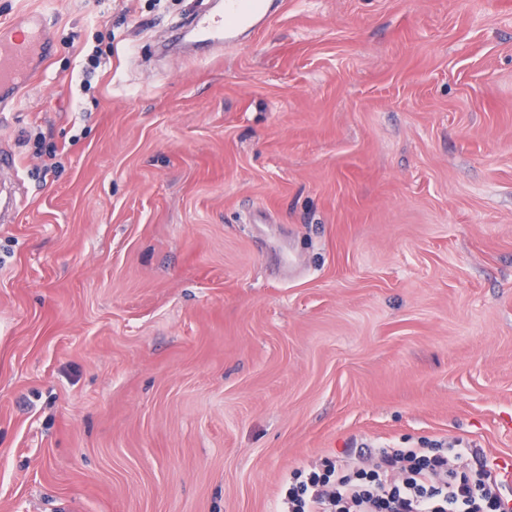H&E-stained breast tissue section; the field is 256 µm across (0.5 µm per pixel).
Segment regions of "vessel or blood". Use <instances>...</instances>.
Masks as SVG:
<instances>
[{"instance_id":"1","label":"vessel or blood","mask_w":512,"mask_h":512,"mask_svg":"<svg viewBox=\"0 0 512 512\" xmlns=\"http://www.w3.org/2000/svg\"><path fill=\"white\" fill-rule=\"evenodd\" d=\"M269 15L265 0H224L223 12L194 16L190 28L206 46L231 50L239 45L242 31L258 27ZM21 25L27 34L20 41L0 27V112L18 107L22 91L32 87L35 56L47 53L51 44L45 13H28Z\"/></svg>"}]
</instances>
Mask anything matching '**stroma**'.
Instances as JSON below:
<instances>
[{
	"mask_svg": "<svg viewBox=\"0 0 512 512\" xmlns=\"http://www.w3.org/2000/svg\"><path fill=\"white\" fill-rule=\"evenodd\" d=\"M0 0V512H279L345 448L512 461V0ZM101 53L93 78L86 56ZM270 12L264 0H224L219 14L196 15L189 26L208 47L231 50L240 43V33L258 27ZM19 28L27 29L21 41L0 27V112H5L6 107H18L21 91H30V77L39 71L32 69L34 57L39 53L45 56L51 44L50 23L44 12L28 13Z\"/></svg>",
	"mask_w": 512,
	"mask_h": 512,
	"instance_id": "1",
	"label": "stroma"
}]
</instances>
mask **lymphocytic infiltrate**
I'll use <instances>...</instances> for the list:
<instances>
[{"mask_svg":"<svg viewBox=\"0 0 512 512\" xmlns=\"http://www.w3.org/2000/svg\"><path fill=\"white\" fill-rule=\"evenodd\" d=\"M503 482L483 451L449 443L431 448H349L342 464L297 471L283 512H512Z\"/></svg>","mask_w":512,"mask_h":512,"instance_id":"lymphocytic-infiltrate-1","label":"lymphocytic infiltrate"}]
</instances>
